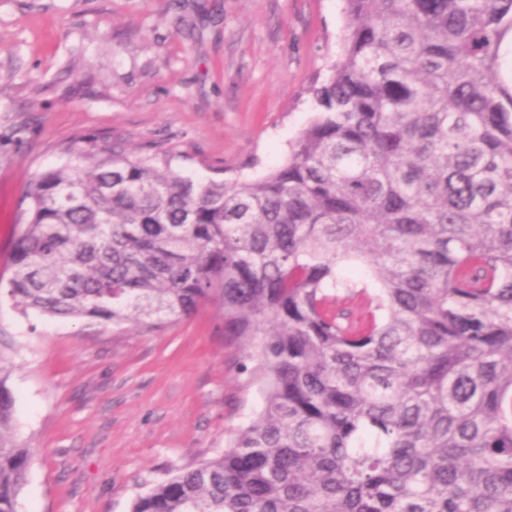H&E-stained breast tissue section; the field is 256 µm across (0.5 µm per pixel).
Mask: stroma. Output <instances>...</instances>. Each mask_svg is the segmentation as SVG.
<instances>
[{
	"instance_id": "35a3bbf8",
	"label": "stroma",
	"mask_w": 512,
	"mask_h": 512,
	"mask_svg": "<svg viewBox=\"0 0 512 512\" xmlns=\"http://www.w3.org/2000/svg\"><path fill=\"white\" fill-rule=\"evenodd\" d=\"M347 23L344 0H0V276L30 177L70 140L164 153L200 181L279 167ZM0 334L18 348L16 434L36 449L19 512H129L262 403L210 305L148 332L5 302Z\"/></svg>"
}]
</instances>
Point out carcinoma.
Wrapping results in <instances>:
<instances>
[{
	"instance_id": "obj_1",
	"label": "carcinoma",
	"mask_w": 512,
	"mask_h": 512,
	"mask_svg": "<svg viewBox=\"0 0 512 512\" xmlns=\"http://www.w3.org/2000/svg\"><path fill=\"white\" fill-rule=\"evenodd\" d=\"M317 115L255 180L61 146L29 180L22 316L158 331L217 307L262 405L130 512H512V0H345ZM358 261L379 283L336 311ZM0 342V512L34 449Z\"/></svg>"
}]
</instances>
